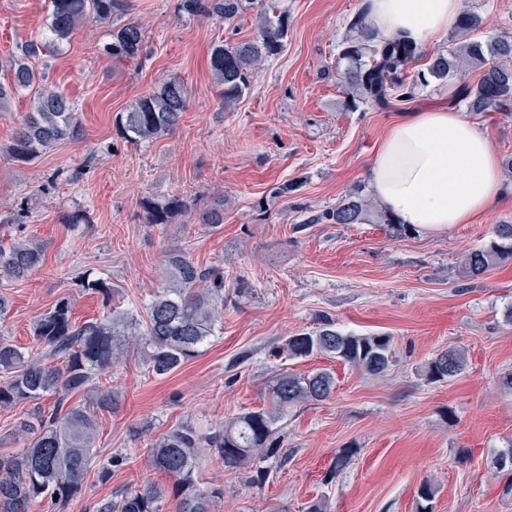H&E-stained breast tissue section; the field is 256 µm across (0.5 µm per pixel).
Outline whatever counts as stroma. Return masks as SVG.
I'll return each mask as SVG.
<instances>
[{"label": "stroma", "instance_id": "1", "mask_svg": "<svg viewBox=\"0 0 512 512\" xmlns=\"http://www.w3.org/2000/svg\"><path fill=\"white\" fill-rule=\"evenodd\" d=\"M177 0H131L129 20L144 26L150 56L140 66L118 64L104 50L107 24L81 25L69 43L33 59L48 84L75 101L80 139L67 140L30 163L7 151L28 108L15 97L0 112V239L24 233L45 249L43 267L19 282L0 280L10 311L0 332L17 345L34 344L33 324L59 298H69L77 320L102 312L101 294L85 276L105 279L124 305L144 310L167 253L189 248L202 267L224 266V324L202 351L177 371L147 374L137 360L109 369L123 400L100 416V458L126 456L108 481L90 472L81 491L55 508L31 512H91L94 504L147 484L166 486L150 467L155 438L188 421L209 428L265 405L264 387L278 369L331 371L336 389L327 400L290 408L278 426L285 459H269V475H228L206 461L200 483L220 482L219 512H301L326 497L332 512H416V491L435 484L433 512H512L507 479L491 463L494 449L512 444V395L499 376L512 371V262L461 287L456 266L486 240L495 224L512 221V185L477 224L443 233L389 231L382 224H307L334 207L366 170L385 128L409 112L457 101L456 83L430 81L412 100L384 109L350 112L336 87V59L350 18L366 0H281L288 13L285 47L257 70L251 91L234 111L220 113L209 68L211 45L236 33L251 38L255 13L236 30L216 19L192 18ZM486 33L512 31V0H462ZM48 0H0V61L42 29ZM178 77L189 107L170 135L136 146L116 119L163 80ZM290 182L295 192L277 197ZM181 195L188 213L169 224H149L142 199ZM224 203L214 228L203 215ZM24 208L23 226L5 223V207ZM85 210L87 223L65 213ZM252 288L238 296L234 278ZM342 331L387 333L396 359L383 377L364 375L336 359L289 358V336L312 331L323 319ZM455 346L466 370L438 383L421 367ZM357 453L330 475L336 452Z\"/></svg>", "mask_w": 512, "mask_h": 512}]
</instances>
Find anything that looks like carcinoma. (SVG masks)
Instances as JSON below:
<instances>
[{
	"mask_svg": "<svg viewBox=\"0 0 512 512\" xmlns=\"http://www.w3.org/2000/svg\"><path fill=\"white\" fill-rule=\"evenodd\" d=\"M50 8L41 37L22 45L8 57L9 85L0 84V109L12 97L30 94L29 111L13 132L10 154L30 162L66 140L78 139L83 127L77 109L63 94L43 84L44 75L31 60L68 40L83 22L111 24L105 52L118 63H140L146 54L143 27L122 17L130 0H49ZM257 9L256 33L251 39L227 37L210 50V68L222 108L230 112L250 92L255 72L284 48L288 17L267 0H179L178 11L190 17L220 19L232 25L248 9ZM480 26L478 15L465 11L448 50L429 56L427 71H414L421 53L403 39L379 41L369 28L365 12L348 24L354 36L342 42L336 76L346 109L384 108L391 101H409L427 77L457 81V98L477 114L500 112L512 120V33L491 32L483 39L471 37ZM470 70L480 72L477 83L462 81ZM190 92L179 78L163 82L120 117L123 138L135 145L153 142L176 129L188 109ZM143 207L152 224H170L187 211L182 196L161 202L146 200ZM307 224H384L402 233L404 225L383 210L364 188L351 190L336 206L314 214ZM43 245L31 238L0 243V278L21 281L42 267ZM512 261V224H497L489 239L462 254L458 278L467 285L481 281L487 272ZM85 287L103 297L102 317L78 323L70 302L59 299L35 323L37 348L20 347L0 335V409L26 402L53 400L34 407L18 422L15 434L26 441L16 453L0 455V512H30L37 500L62 502L77 494L84 477L97 462V413L118 408L121 394L101 385L99 375L137 352L145 370L166 376L196 356L224 323V267L202 268L184 250L166 254L162 287L138 312H121L112 306V289L100 278ZM291 359L314 355L336 359L371 377L383 376L395 358L393 338L384 333L355 334L326 321L313 331L288 338ZM467 356L458 347L435 354L423 367L429 383L450 380L463 373ZM336 378L328 370L301 374L279 372L266 384L268 405L235 415L217 428L206 430L185 422L154 440L151 465L168 479V488L130 489L115 500L94 505L95 512H161L162 499H176V512H215L224 500V487L197 483L200 457L206 455L233 474L250 470L281 451L277 423L289 408L322 402L333 395ZM95 393L90 402L73 401L78 394ZM356 454L341 448L330 474L344 470ZM492 465L512 474V445L498 449ZM435 487L422 482L416 491L417 512H433Z\"/></svg>",
	"mask_w": 512,
	"mask_h": 512,
	"instance_id": "carcinoma-1",
	"label": "carcinoma"
}]
</instances>
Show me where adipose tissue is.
I'll use <instances>...</instances> for the list:
<instances>
[{"label": "adipose tissue", "mask_w": 512, "mask_h": 512, "mask_svg": "<svg viewBox=\"0 0 512 512\" xmlns=\"http://www.w3.org/2000/svg\"><path fill=\"white\" fill-rule=\"evenodd\" d=\"M460 12L461 0H368L377 39L400 37L422 49L447 34ZM367 180L386 211L422 233L478 223L504 186L488 136L450 107L395 120L376 147Z\"/></svg>", "instance_id": "ef3b65f1"}]
</instances>
